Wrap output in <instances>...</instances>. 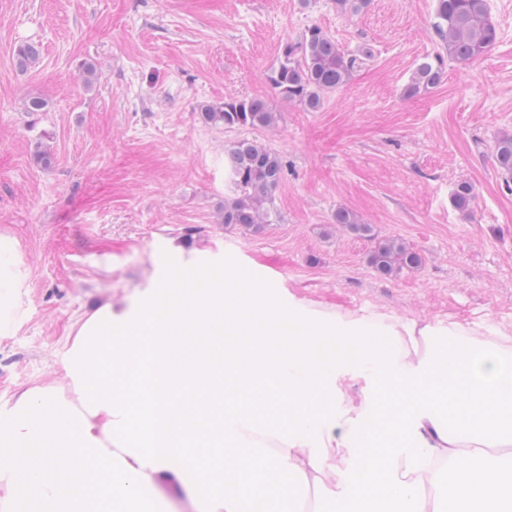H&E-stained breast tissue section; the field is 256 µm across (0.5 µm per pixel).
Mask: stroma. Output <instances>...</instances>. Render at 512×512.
Listing matches in <instances>:
<instances>
[{"mask_svg":"<svg viewBox=\"0 0 512 512\" xmlns=\"http://www.w3.org/2000/svg\"><path fill=\"white\" fill-rule=\"evenodd\" d=\"M489 4L495 45L408 98L417 62L438 50L436 0H371L355 15L333 0H0V231L16 238L29 288L26 322L0 340V409L34 386L66 390L75 318L127 304L171 242L200 274L231 260L276 299L326 315L486 322L512 336V191L492 156L512 135V0ZM313 24L373 57L309 112L267 74ZM22 42L43 47L25 73L13 60ZM32 96L45 111H26ZM252 97L268 100L273 127L198 120L200 105ZM243 138L283 162L279 218L259 231L220 221L233 193L226 150ZM39 142L51 168L32 158ZM461 182L476 194L466 214L452 204ZM339 207L371 236L332 224ZM384 238L422 266L375 272L368 256Z\"/></svg>","mask_w":512,"mask_h":512,"instance_id":"obj_1","label":"stroma"}]
</instances>
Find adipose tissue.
Returning a JSON list of instances; mask_svg holds the SVG:
<instances>
[{"instance_id":"1","label":"adipose tissue","mask_w":512,"mask_h":512,"mask_svg":"<svg viewBox=\"0 0 512 512\" xmlns=\"http://www.w3.org/2000/svg\"><path fill=\"white\" fill-rule=\"evenodd\" d=\"M183 280L181 314L168 282ZM233 263L168 269L123 308L77 319L68 389L0 412V512H512V337L486 323L325 319L254 296L257 337L230 338ZM17 241L0 232V338L27 319ZM358 380L349 401L343 380ZM347 467L328 487L327 449Z\"/></svg>"}]
</instances>
